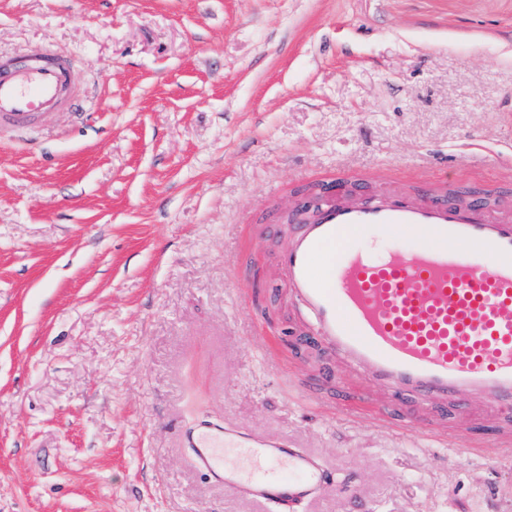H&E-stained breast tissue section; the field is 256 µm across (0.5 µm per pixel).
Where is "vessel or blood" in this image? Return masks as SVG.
I'll return each mask as SVG.
<instances>
[{
    "instance_id": "1",
    "label": "vessel or blood",
    "mask_w": 512,
    "mask_h": 512,
    "mask_svg": "<svg viewBox=\"0 0 512 512\" xmlns=\"http://www.w3.org/2000/svg\"><path fill=\"white\" fill-rule=\"evenodd\" d=\"M69 62H0V122L16 130L66 102ZM334 180L272 260L313 340L383 387L378 414L416 399L481 396L512 417V212L477 194L464 202L425 186L418 198L370 196ZM213 482L263 504L334 490L321 461L283 438L203 422L183 434Z\"/></svg>"
}]
</instances>
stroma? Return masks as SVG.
I'll return each instance as SVG.
<instances>
[{
  "mask_svg": "<svg viewBox=\"0 0 512 512\" xmlns=\"http://www.w3.org/2000/svg\"><path fill=\"white\" fill-rule=\"evenodd\" d=\"M46 47L95 117L0 129V512H512L491 425L450 404L428 445L270 337L301 320L271 254L305 188L512 198V0H0V58ZM206 414L354 496L210 483L178 441Z\"/></svg>",
  "mask_w": 512,
  "mask_h": 512,
  "instance_id": "stroma-1",
  "label": "stroma"
}]
</instances>
